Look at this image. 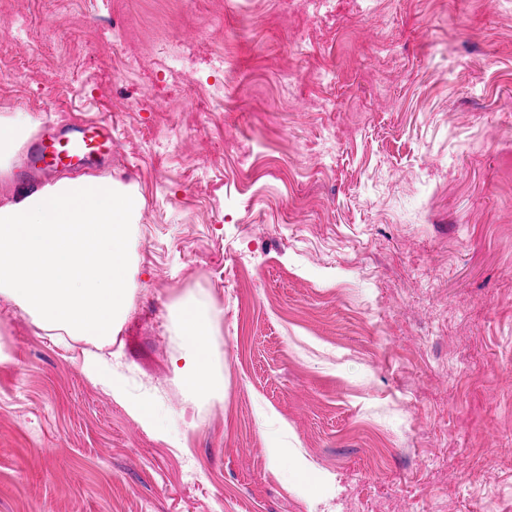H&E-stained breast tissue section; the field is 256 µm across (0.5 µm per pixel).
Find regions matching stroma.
<instances>
[{"mask_svg": "<svg viewBox=\"0 0 512 512\" xmlns=\"http://www.w3.org/2000/svg\"><path fill=\"white\" fill-rule=\"evenodd\" d=\"M20 17L51 45L0 47V116L110 123L142 216L112 343L0 297V512H512V0H5L0 30ZM125 17L128 68L99 34ZM185 293L221 324L218 398L171 369ZM81 370L89 381L104 387L116 402L124 405L129 416L145 430L165 431L159 423L153 402L146 398L129 400L124 383L112 375V368L106 361L95 355H86Z\"/></svg>", "mask_w": 512, "mask_h": 512, "instance_id": "35a3bbf8", "label": "stroma"}]
</instances>
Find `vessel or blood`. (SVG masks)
I'll return each mask as SVG.
<instances>
[{
    "instance_id": "vessel-or-blood-1",
    "label": "vessel or blood",
    "mask_w": 512,
    "mask_h": 512,
    "mask_svg": "<svg viewBox=\"0 0 512 512\" xmlns=\"http://www.w3.org/2000/svg\"><path fill=\"white\" fill-rule=\"evenodd\" d=\"M112 145V131L104 124L52 128L36 134L28 145V168L39 175L99 164L111 157Z\"/></svg>"
}]
</instances>
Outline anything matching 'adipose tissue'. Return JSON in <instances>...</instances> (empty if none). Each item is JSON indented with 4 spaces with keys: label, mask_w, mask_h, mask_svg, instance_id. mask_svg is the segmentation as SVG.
Masks as SVG:
<instances>
[{
    "label": "adipose tissue",
    "mask_w": 512,
    "mask_h": 512,
    "mask_svg": "<svg viewBox=\"0 0 512 512\" xmlns=\"http://www.w3.org/2000/svg\"><path fill=\"white\" fill-rule=\"evenodd\" d=\"M177 333L183 339L184 352L173 358L174 372L199 397L223 392L224 377L214 364V338L218 334L214 316L193 300H183L177 308ZM82 373L92 383L104 387L116 402L123 404L129 416L145 430H160L153 402L146 398L129 400L124 383L113 376L106 361L94 355L85 356Z\"/></svg>",
    "instance_id": "adipose-tissue-1"
}]
</instances>
